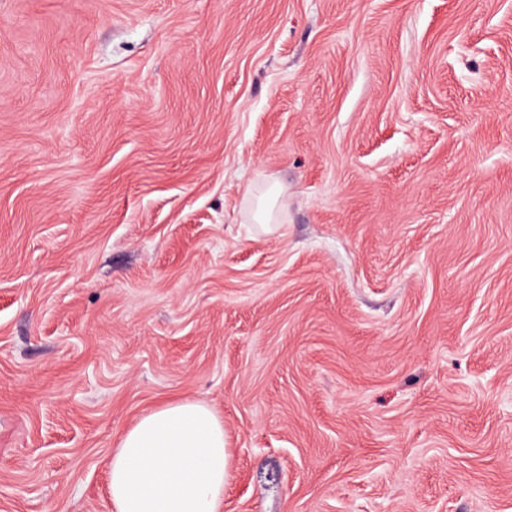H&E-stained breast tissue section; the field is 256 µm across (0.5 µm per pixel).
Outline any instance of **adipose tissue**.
Instances as JSON below:
<instances>
[{
	"instance_id": "ef3b65f1",
	"label": "adipose tissue",
	"mask_w": 512,
	"mask_h": 512,
	"mask_svg": "<svg viewBox=\"0 0 512 512\" xmlns=\"http://www.w3.org/2000/svg\"><path fill=\"white\" fill-rule=\"evenodd\" d=\"M229 477L224 424L201 402H168L142 415L109 462L115 512H220Z\"/></svg>"
}]
</instances>
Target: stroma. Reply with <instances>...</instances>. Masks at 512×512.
<instances>
[{"mask_svg": "<svg viewBox=\"0 0 512 512\" xmlns=\"http://www.w3.org/2000/svg\"><path fill=\"white\" fill-rule=\"evenodd\" d=\"M180 400L221 512H512V0H0V512Z\"/></svg>", "mask_w": 512, "mask_h": 512, "instance_id": "obj_1", "label": "stroma"}]
</instances>
